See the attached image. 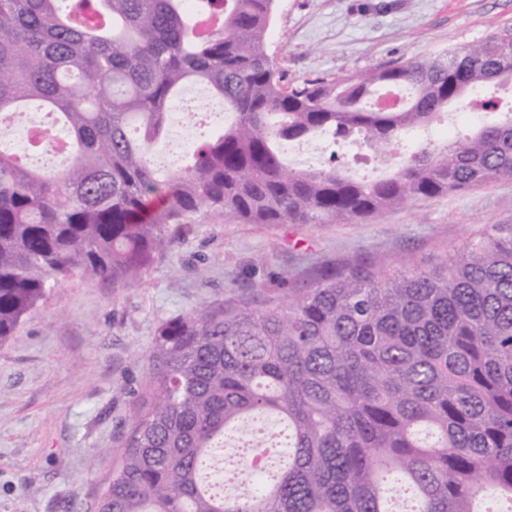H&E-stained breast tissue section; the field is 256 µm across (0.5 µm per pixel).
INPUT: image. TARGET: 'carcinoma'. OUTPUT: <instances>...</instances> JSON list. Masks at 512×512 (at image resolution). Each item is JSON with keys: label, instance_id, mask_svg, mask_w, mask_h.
<instances>
[{"label": "carcinoma", "instance_id": "cac0c4a2", "mask_svg": "<svg viewBox=\"0 0 512 512\" xmlns=\"http://www.w3.org/2000/svg\"><path fill=\"white\" fill-rule=\"evenodd\" d=\"M276 0H0V119L56 115L66 162L36 168L0 143V345L46 289L82 274L125 285L206 212L245 224L359 222L420 197L512 178V111L482 95L476 131L420 143L392 175L296 170L282 146L328 133L385 159L401 136L504 81L512 32L340 78L284 79L267 52ZM189 84L232 121L162 177L150 152ZM409 88L399 111L368 100ZM288 306L228 303L162 323L138 410L96 512H512V224L453 255L318 269ZM285 424L224 455L255 416Z\"/></svg>", "mask_w": 512, "mask_h": 512}]
</instances>
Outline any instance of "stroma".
<instances>
[{
	"instance_id": "35a3bbf8",
	"label": "stroma",
	"mask_w": 512,
	"mask_h": 512,
	"mask_svg": "<svg viewBox=\"0 0 512 512\" xmlns=\"http://www.w3.org/2000/svg\"><path fill=\"white\" fill-rule=\"evenodd\" d=\"M510 28L512 0H276L268 50L294 83L423 60ZM469 131L464 114H448L446 125L408 132L398 155L363 168L355 149L327 137L306 147L313 168L382 178L418 143L440 149ZM511 223L512 178L358 224H243L208 212L130 285L60 282L0 347V512H94L166 320L229 302L264 307L325 266L449 256L485 227Z\"/></svg>"
}]
</instances>
